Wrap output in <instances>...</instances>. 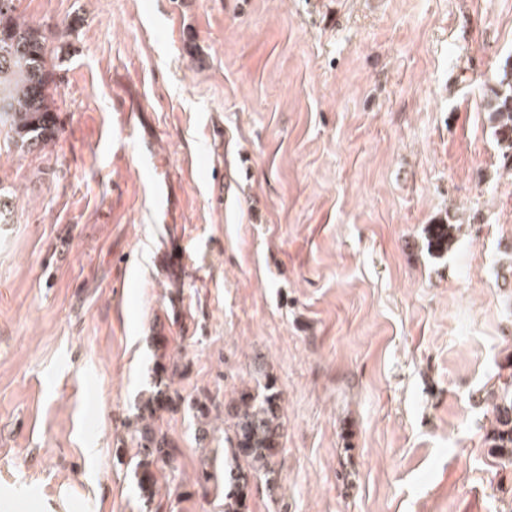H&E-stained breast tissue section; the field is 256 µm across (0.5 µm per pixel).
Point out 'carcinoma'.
<instances>
[{
  "label": "carcinoma",
  "mask_w": 512,
  "mask_h": 512,
  "mask_svg": "<svg viewBox=\"0 0 512 512\" xmlns=\"http://www.w3.org/2000/svg\"><path fill=\"white\" fill-rule=\"evenodd\" d=\"M15 0H0V129L15 148L40 151L55 140L58 126L51 118L54 102L49 92L47 37L39 28L18 21ZM485 110L504 163H512V66L504 65L497 84L486 94ZM457 224H432L428 228L429 246L442 252L451 249ZM153 346L158 354L152 367L150 389L139 398L132 445L136 448L135 476L140 494L150 498L156 484L158 465L170 463L174 442L159 425L161 414L174 410L178 401L170 393L169 382L180 373L179 361L166 354L168 336L164 328L155 331ZM262 391L247 389L225 405L224 470L210 464L203 468L197 483H224V512H248L252 486L264 480L273 490L278 480L281 451V395L276 381L264 375ZM199 422L196 439L205 442L212 412L218 409L209 398L187 403ZM496 430L493 446L500 457L512 460V396L503 393L494 405Z\"/></svg>",
  "instance_id": "carcinoma-1"
}]
</instances>
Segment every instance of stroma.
<instances>
[{
  "instance_id": "35a3bbf8",
  "label": "stroma",
  "mask_w": 512,
  "mask_h": 512,
  "mask_svg": "<svg viewBox=\"0 0 512 512\" xmlns=\"http://www.w3.org/2000/svg\"><path fill=\"white\" fill-rule=\"evenodd\" d=\"M16 6L60 133L0 149V512H222L195 480L224 442L185 408L151 499L126 464L156 324L183 399L276 380L249 512H512V165L483 111L512 0ZM457 231H459V225L456 224L430 225L428 228L429 246L437 252L450 250ZM500 402L495 403L496 430L493 436V446L497 448L501 458L512 460V395L504 392Z\"/></svg>"
}]
</instances>
